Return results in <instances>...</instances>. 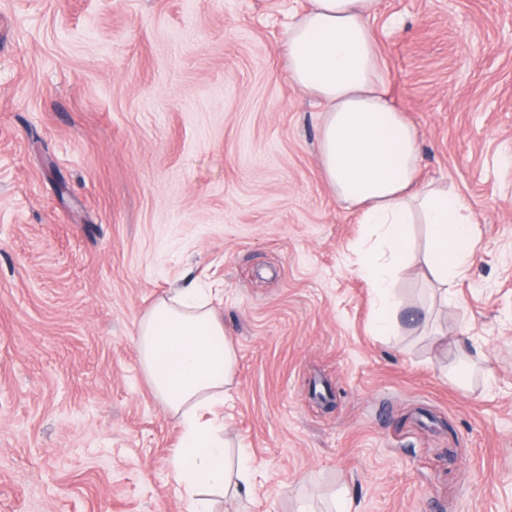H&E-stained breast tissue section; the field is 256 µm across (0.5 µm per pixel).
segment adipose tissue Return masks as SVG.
I'll return each mask as SVG.
<instances>
[{
  "mask_svg": "<svg viewBox=\"0 0 512 512\" xmlns=\"http://www.w3.org/2000/svg\"><path fill=\"white\" fill-rule=\"evenodd\" d=\"M379 0H310L291 25L285 54L290 79L322 106L319 162L337 199L384 248L365 250L358 271L377 308L376 331L399 323L395 275L412 259L409 226H428L424 265L439 290L461 278L474 259L476 229L452 192L420 188L417 132L388 97L370 21ZM140 362L164 409L181 428L172 470L184 512H211L204 487L249 483L244 463L229 466L227 444L212 421L224 407L235 351L203 289L183 288L154 301L138 322Z\"/></svg>",
  "mask_w": 512,
  "mask_h": 512,
  "instance_id": "adipose-tissue-1",
  "label": "adipose tissue"
}]
</instances>
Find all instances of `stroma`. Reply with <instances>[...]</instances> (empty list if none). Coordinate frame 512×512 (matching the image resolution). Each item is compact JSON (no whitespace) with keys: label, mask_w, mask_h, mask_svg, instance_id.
I'll list each match as a JSON object with an SVG mask.
<instances>
[{"label":"stroma","mask_w":512,"mask_h":512,"mask_svg":"<svg viewBox=\"0 0 512 512\" xmlns=\"http://www.w3.org/2000/svg\"><path fill=\"white\" fill-rule=\"evenodd\" d=\"M308 0H0V512H182L180 428L138 320L211 288L233 342L216 512H512V0H381L384 86L476 259L399 275L373 331L366 229L288 77Z\"/></svg>","instance_id":"35a3bbf8"}]
</instances>
